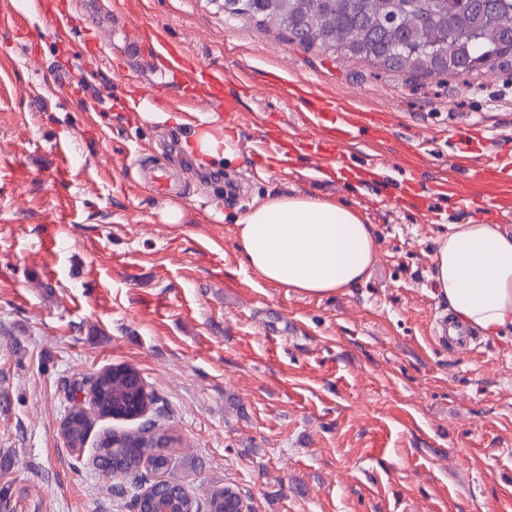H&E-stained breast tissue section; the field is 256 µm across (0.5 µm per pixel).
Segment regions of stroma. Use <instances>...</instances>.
I'll use <instances>...</instances> for the list:
<instances>
[{
  "label": "stroma",
  "instance_id": "35a3bbf8",
  "mask_svg": "<svg viewBox=\"0 0 512 512\" xmlns=\"http://www.w3.org/2000/svg\"><path fill=\"white\" fill-rule=\"evenodd\" d=\"M70 37L38 13L0 27V512H133L120 489L75 466L60 423L72 384L136 368L159 398L170 454L191 487L238 489L249 512H512V335L459 347L435 335L448 305L432 277L451 225L486 223L433 191L448 178V120L512 137V64L466 78L410 79L307 51L214 0H139L201 64L244 69L235 144L258 116L303 134L270 75L348 94L391 113L431 164L419 179L438 221L400 197L404 174L322 176L306 156L251 171L243 153L208 165L192 125L146 119L127 96L162 80L128 56L115 0H65ZM105 31L106 55L83 53ZM178 142L181 194L151 191L141 155ZM318 195L360 207L373 227L366 278L309 297L242 260L234 221L263 199ZM179 223L165 219L170 204ZM61 248L46 251L47 235Z\"/></svg>",
  "mask_w": 512,
  "mask_h": 512
}]
</instances>
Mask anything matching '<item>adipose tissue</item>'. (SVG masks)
<instances>
[{"label":"adipose tissue","mask_w":512,"mask_h":512,"mask_svg":"<svg viewBox=\"0 0 512 512\" xmlns=\"http://www.w3.org/2000/svg\"><path fill=\"white\" fill-rule=\"evenodd\" d=\"M189 149L210 162L232 158L223 126L204 123ZM245 264L263 279L308 296H330L362 280L373 262L374 236L348 203L279 195L236 221ZM433 278L455 322L487 337L512 333V230L455 224L439 240Z\"/></svg>","instance_id":"obj_1"}]
</instances>
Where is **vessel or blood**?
Returning <instances> with one entry per match:
<instances>
[{
    "label": "vessel or blood",
    "mask_w": 512,
    "mask_h": 512,
    "mask_svg": "<svg viewBox=\"0 0 512 512\" xmlns=\"http://www.w3.org/2000/svg\"><path fill=\"white\" fill-rule=\"evenodd\" d=\"M39 14L46 17L52 32L65 36L71 26V18L66 10L54 5L52 0H32ZM134 55L149 57L153 66L164 78L166 86L178 95L179 106L189 113H196L197 89H204L209 99L223 100L229 84L245 85L246 78L224 70L205 66L191 61L187 54L170 41L163 28L136 25L132 29L128 46ZM277 90L286 96L291 104L301 112L305 125L312 135L309 139L295 143L285 139L264 138L254 143L247 152L251 168L266 166L269 156H277L287 161L294 152L309 156L314 168L320 171L340 164L342 145L367 138L379 145L395 142L396 157L404 163L410 177L406 184V194L418 208H426L425 199L415 194V179L423 171V157L406 140H396L389 119L378 113L366 110L359 99L353 97L334 98L323 95L314 85L306 83L294 85L279 81ZM479 133L474 126L458 128L449 125L448 138L455 145L452 165L461 172L459 178L437 183L440 192L456 195L465 205L489 210L494 215L512 210V154H503L492 162H479L474 158V145ZM141 171L157 194L168 196L175 193L173 172L155 165L151 159L142 158Z\"/></svg>",
    "instance_id": "b4317fda"
}]
</instances>
